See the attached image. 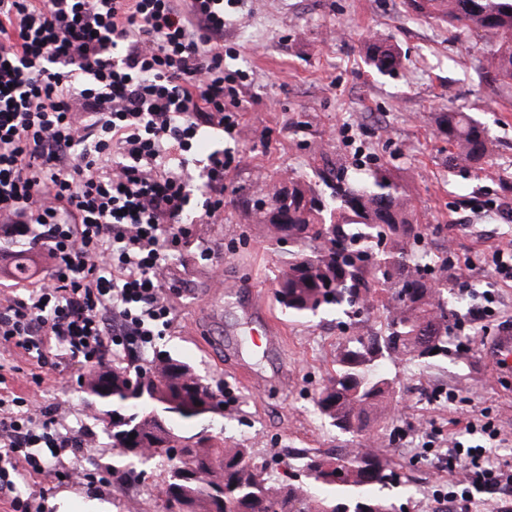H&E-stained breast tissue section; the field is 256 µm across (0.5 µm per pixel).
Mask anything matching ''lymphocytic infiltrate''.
Returning a JSON list of instances; mask_svg holds the SVG:
<instances>
[{
	"mask_svg": "<svg viewBox=\"0 0 512 512\" xmlns=\"http://www.w3.org/2000/svg\"><path fill=\"white\" fill-rule=\"evenodd\" d=\"M237 0H0V232L38 226L49 274L26 296L0 302V345L38 369L107 365L172 324L162 294L170 251L193 204L224 207L231 157L189 156L202 126L234 135L239 90L224 74V9ZM19 366L0 361V499L9 512H41L17 480L83 446L54 407L15 394ZM482 434L484 443L472 442ZM492 423L468 419L448 443L449 469L466 479L438 485L441 504L470 488L512 490V468L487 464Z\"/></svg>",
	"mask_w": 512,
	"mask_h": 512,
	"instance_id": "f902f5d3",
	"label": "lymphocytic infiltrate"
}]
</instances>
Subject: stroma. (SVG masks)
<instances>
[{
    "mask_svg": "<svg viewBox=\"0 0 512 512\" xmlns=\"http://www.w3.org/2000/svg\"><path fill=\"white\" fill-rule=\"evenodd\" d=\"M225 20L224 72L246 73L238 126L231 138L202 127L198 152L203 158L223 149L235 157L224 174V210L186 225L187 239L170 252L165 278L172 325L130 365L147 369L157 350L189 360L235 408L224 423L227 435L254 442L277 471L298 452L334 450L342 437L320 419L313 397L349 330L332 314L293 320L282 312L273 288L281 256L264 239L254 199L287 175L321 195L322 166L384 164L426 227L427 248L452 261L469 285L458 319L472 316L485 291L498 299L496 316L478 325L477 337L427 362L389 367L397 377L396 415L408 431L407 440L389 448L404 480L393 490L395 503L403 512H438L431 488L451 473L420 454L425 435L447 441L457 419L483 413L500 433L492 459L512 464V383L481 355L502 326L512 325V281L479 262L490 246L512 243V222L500 213L512 207V86L491 81L483 70L495 37L460 34L447 23L410 15L405 0H240ZM372 34L398 52L401 65L393 73H379L366 61ZM451 107L489 129L492 153L482 171L448 166V145L435 130ZM267 313L283 327L269 345L257 338ZM87 370L76 363L64 378L40 381L24 372L10 386L52 404L66 426L84 432L90 473L112 466L117 452L83 399ZM241 370L250 382L239 380ZM424 384L454 390L455 402L422 400L415 389ZM161 484L155 470L141 485L115 475L103 488L79 478L59 481L49 469L21 479L18 488L43 498L46 512H57L55 500L64 492L114 505L136 492L142 512H160Z\"/></svg>",
    "mask_w": 512,
    "mask_h": 512,
    "instance_id": "1",
    "label": "stroma"
}]
</instances>
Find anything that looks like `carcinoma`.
Wrapping results in <instances>:
<instances>
[{"mask_svg":"<svg viewBox=\"0 0 512 512\" xmlns=\"http://www.w3.org/2000/svg\"><path fill=\"white\" fill-rule=\"evenodd\" d=\"M413 15L445 21L461 32L497 36L486 73L512 84V0H406ZM368 60L380 72L396 70L399 54L377 38L367 41ZM448 144V164L478 167L491 147L489 131L468 113L449 110L438 119ZM325 203L299 180L288 179V223L276 222L271 195L266 208L268 242L290 240L277 268L275 296L292 319L326 311L347 326L375 318L374 327L339 343L332 370L315 398L316 410L342 436L332 452L304 451L288 464L290 481L273 475L253 445L208 428L231 416L224 394L194 366L166 350L155 353L150 372L135 377L125 358L85 375L86 399L119 457L158 469L163 512H395L390 491L400 484L382 438L392 420L395 378L388 362L422 363L433 350L448 353V323L455 297L448 261L422 245L405 190L387 168H354L335 178ZM135 438H130V435ZM192 463L200 474L185 475Z\"/></svg>","mask_w":512,"mask_h":512,"instance_id":"carcinoma-1","label":"carcinoma"}]
</instances>
